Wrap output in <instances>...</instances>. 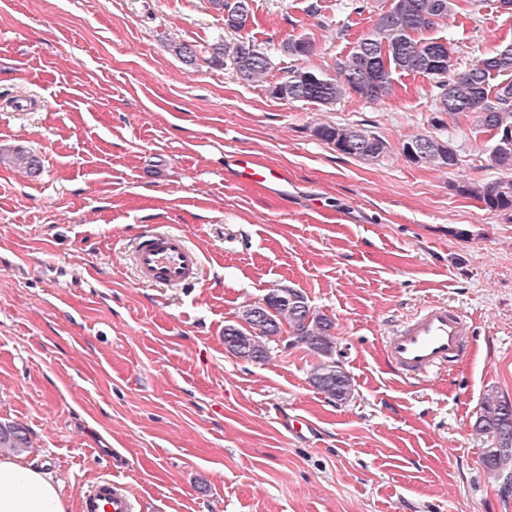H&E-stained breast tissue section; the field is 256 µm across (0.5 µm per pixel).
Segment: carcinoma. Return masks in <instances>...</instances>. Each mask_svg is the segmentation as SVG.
I'll list each match as a JSON object with an SVG mask.
<instances>
[{
    "label": "carcinoma",
    "instance_id": "cac0c4a2",
    "mask_svg": "<svg viewBox=\"0 0 512 512\" xmlns=\"http://www.w3.org/2000/svg\"><path fill=\"white\" fill-rule=\"evenodd\" d=\"M213 9L224 14V30L237 35L213 47L212 60L228 65L244 81L261 82L270 69L267 55L244 36L252 21V0H209ZM461 8L459 0H395L390 9L376 14L373 25L362 34L351 51L336 61L334 73L309 66L295 67L288 78L277 84L292 101H307L328 108L350 94L377 102L392 94L394 76L423 74L434 81L435 111L458 122L477 114L475 135L487 134L482 148L487 167L497 178L486 185L464 183L455 190L473 197L495 212H512V42L501 44L478 64L462 69L448 43L426 39L422 34ZM311 45L305 36L283 43L292 57H306ZM504 80L493 83L498 77ZM320 140L339 145L356 143L350 156L365 161L381 158L386 142L377 134L356 125L322 124L315 129ZM415 148L411 162L453 170L462 163L461 154L451 141L420 134L403 144ZM13 166L31 174L40 170L36 155L17 149L9 156ZM282 300L248 304L241 311V322L224 328V345L235 356L264 362L269 358L266 340L288 327L291 345L301 346L318 357L311 374L313 386L342 404L354 396L351 377L336 359L334 323L314 310L307 298L293 288H280ZM507 398L495 394L484 397L474 422L476 431L491 437L493 446L485 450V466L500 471L512 462V407ZM30 447L29 433L19 424L0 423V450L21 454Z\"/></svg>",
    "mask_w": 512,
    "mask_h": 512
}]
</instances>
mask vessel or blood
I'll use <instances>...</instances> for the list:
<instances>
[{"label":"vessel or blood","mask_w":512,"mask_h":512,"mask_svg":"<svg viewBox=\"0 0 512 512\" xmlns=\"http://www.w3.org/2000/svg\"><path fill=\"white\" fill-rule=\"evenodd\" d=\"M233 180L239 184L260 183L275 192L285 191L288 186L284 172L247 153L234 159ZM132 261L142 282L170 288L193 284L202 265L201 256L182 235L154 228L140 235ZM469 330L468 321L447 305L429 304L388 336V361L403 377H429L465 354ZM136 504V497L126 483L103 479L86 491L80 512H136Z\"/></svg>","instance_id":"vessel-or-blood-1"}]
</instances>
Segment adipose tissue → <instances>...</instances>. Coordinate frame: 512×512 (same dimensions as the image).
<instances>
[{
	"instance_id": "1",
	"label": "adipose tissue",
	"mask_w": 512,
	"mask_h": 512,
	"mask_svg": "<svg viewBox=\"0 0 512 512\" xmlns=\"http://www.w3.org/2000/svg\"><path fill=\"white\" fill-rule=\"evenodd\" d=\"M0 512H69L51 477L31 464L0 457Z\"/></svg>"
}]
</instances>
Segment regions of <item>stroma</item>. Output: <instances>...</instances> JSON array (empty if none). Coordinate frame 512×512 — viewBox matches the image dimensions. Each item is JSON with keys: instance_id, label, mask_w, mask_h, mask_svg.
<instances>
[{"instance_id": "1", "label": "stroma", "mask_w": 512, "mask_h": 512, "mask_svg": "<svg viewBox=\"0 0 512 512\" xmlns=\"http://www.w3.org/2000/svg\"><path fill=\"white\" fill-rule=\"evenodd\" d=\"M353 2L253 0L248 35L273 67L249 83L211 59L225 33L209 0H0V153L41 161L0 163V423L28 429L19 462L71 512L102 478L141 512H512L474 428L486 393L512 400V216L455 190L496 176L476 118L439 126L419 74L331 109L272 94L292 68L332 70L391 5ZM303 35L310 55L282 52ZM430 36L468 66L512 41V12L472 0ZM329 123L389 149L341 154L314 134ZM419 134L452 139L459 169L408 161ZM241 151L284 171L287 193L232 182ZM153 226L201 254L197 285L137 281L125 248ZM285 286L333 318L349 402L311 385L316 359L288 335L261 363L226 350L243 306ZM429 301L467 317L470 346L407 381L385 336Z\"/></svg>"}]
</instances>
